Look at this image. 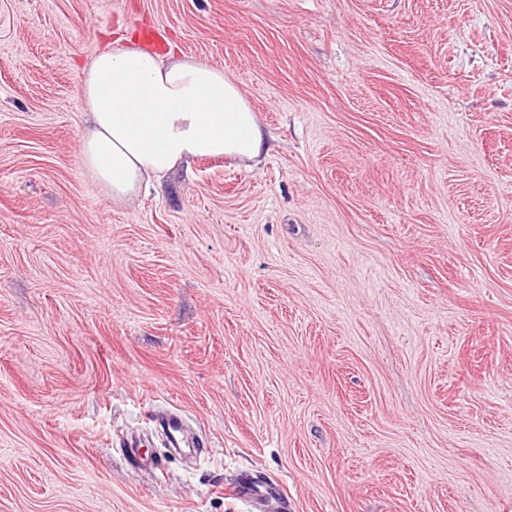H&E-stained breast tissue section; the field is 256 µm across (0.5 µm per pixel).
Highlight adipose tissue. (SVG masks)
I'll return each mask as SVG.
<instances>
[{"label":"adipose tissue","mask_w":512,"mask_h":512,"mask_svg":"<svg viewBox=\"0 0 512 512\" xmlns=\"http://www.w3.org/2000/svg\"><path fill=\"white\" fill-rule=\"evenodd\" d=\"M78 92L91 123L78 158L113 200L196 158L257 161L266 135L222 69L176 52L107 47L82 69Z\"/></svg>","instance_id":"ef3b65f1"}]
</instances>
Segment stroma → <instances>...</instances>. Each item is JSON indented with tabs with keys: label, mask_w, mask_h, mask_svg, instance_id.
<instances>
[{
	"label": "stroma",
	"mask_w": 512,
	"mask_h": 512,
	"mask_svg": "<svg viewBox=\"0 0 512 512\" xmlns=\"http://www.w3.org/2000/svg\"><path fill=\"white\" fill-rule=\"evenodd\" d=\"M140 25L258 164L81 166ZM0 512H512V0H0Z\"/></svg>",
	"instance_id": "obj_1"
}]
</instances>
